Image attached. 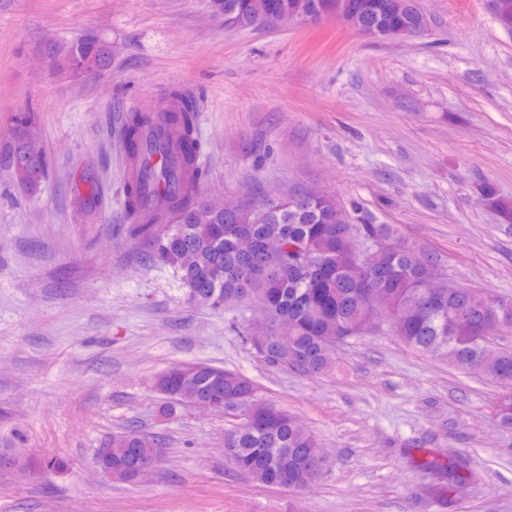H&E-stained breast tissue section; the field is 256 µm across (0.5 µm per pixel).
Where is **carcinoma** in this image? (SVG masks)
I'll return each mask as SVG.
<instances>
[{"label": "carcinoma", "instance_id": "carcinoma-1", "mask_svg": "<svg viewBox=\"0 0 512 512\" xmlns=\"http://www.w3.org/2000/svg\"><path fill=\"white\" fill-rule=\"evenodd\" d=\"M496 2L495 19L512 33V0ZM218 6L244 28L271 8L280 17L324 13L354 29L419 33L427 27L416 0H218ZM76 44L85 46L88 70L108 66L110 47L93 37L48 51L63 56ZM15 122L26 129L29 145L12 146L11 165L19 171L34 168L45 179L48 162L31 114L20 112ZM197 122L195 96L177 89L162 109L132 112L126 125L132 160L125 186L128 232L149 244L150 261L173 269L190 301L220 307L244 303L253 292L265 293L270 332L254 349L272 364L308 374L329 371L337 345L374 332L373 308L394 311L399 319L387 329L405 345L506 387L497 407L501 424L512 427V350L491 343L506 320L501 309L512 312L511 302L463 285L451 291L415 287L443 273L439 257L395 239L386 224L349 223L346 208L331 195L292 191L278 202L267 199L228 209L196 193L195 186L206 177ZM479 201L512 229V198L485 182ZM355 237H380L388 247L361 259L352 246ZM506 321L511 324L512 317ZM192 370L187 376L184 367H173L155 378L154 387L170 399L194 394L235 410L242 422L224 433V447L235 455L238 470L263 485L286 474L295 488L322 476L327 461L313 435L287 411L260 400L251 380L206 364ZM161 454L159 438L131 429L112 437L107 465L119 480ZM422 468L434 477L429 492L445 504L467 462L444 466L430 460Z\"/></svg>", "mask_w": 512, "mask_h": 512}]
</instances>
